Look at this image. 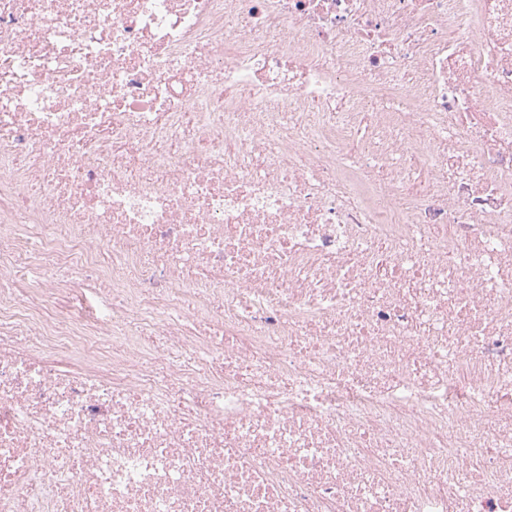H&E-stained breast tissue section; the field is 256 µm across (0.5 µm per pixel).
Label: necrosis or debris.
<instances>
[{
  "instance_id": "necrosis-or-debris-1",
  "label": "necrosis or debris",
  "mask_w": 512,
  "mask_h": 512,
  "mask_svg": "<svg viewBox=\"0 0 512 512\" xmlns=\"http://www.w3.org/2000/svg\"><path fill=\"white\" fill-rule=\"evenodd\" d=\"M0 512H512V0H0Z\"/></svg>"
}]
</instances>
